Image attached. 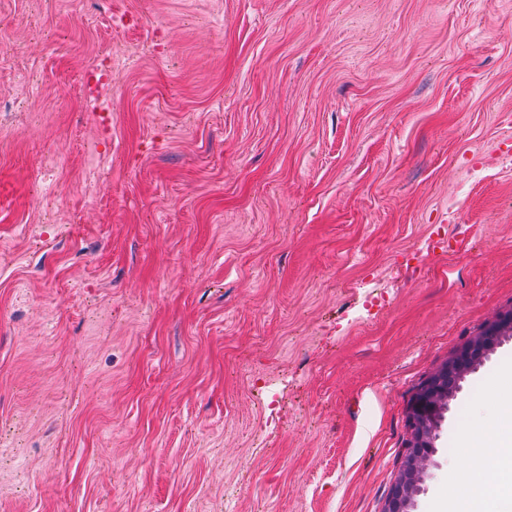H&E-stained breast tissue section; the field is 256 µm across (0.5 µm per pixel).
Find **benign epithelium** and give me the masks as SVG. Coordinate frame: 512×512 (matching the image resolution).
<instances>
[{"instance_id":"7a95c632","label":"benign epithelium","mask_w":512,"mask_h":512,"mask_svg":"<svg viewBox=\"0 0 512 512\" xmlns=\"http://www.w3.org/2000/svg\"><path fill=\"white\" fill-rule=\"evenodd\" d=\"M512 332V313L500 315L477 337L470 340L442 369L431 375L414 397L409 425L411 431L425 429L435 421L443 420L445 408L438 402L440 391L448 375L464 376L472 370L495 347L500 337ZM426 435H420L409 444L404 456L401 475L392 488L384 512H408L411 498L416 496L413 488L418 484V475L426 471L431 460V449L424 447Z\"/></svg>"}]
</instances>
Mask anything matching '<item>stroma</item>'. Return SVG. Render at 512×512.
I'll list each match as a JSON object with an SVG mask.
<instances>
[{
	"label": "stroma",
	"mask_w": 512,
	"mask_h": 512,
	"mask_svg": "<svg viewBox=\"0 0 512 512\" xmlns=\"http://www.w3.org/2000/svg\"><path fill=\"white\" fill-rule=\"evenodd\" d=\"M0 113V512H383L512 310V0H0ZM511 330L512 313L499 315L479 336L470 340L448 361V364L431 375L420 387L411 406L409 425L413 434L411 438L418 427L421 429V435L419 440L413 439L409 444L402 462L401 475L392 488L384 512H406L414 506L413 500L409 507L411 497L417 495L413 488L419 483L418 475L422 471L425 473L432 457L431 449L423 448L427 446L424 443L428 442L424 429L437 420L441 422L444 418L446 409L441 407L437 400L448 374L464 376L493 350L502 335L510 334Z\"/></svg>",
	"instance_id": "35a3bbf8"
}]
</instances>
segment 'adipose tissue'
<instances>
[{"label":"adipose tissue","instance_id":"ef3b65f1","mask_svg":"<svg viewBox=\"0 0 512 512\" xmlns=\"http://www.w3.org/2000/svg\"><path fill=\"white\" fill-rule=\"evenodd\" d=\"M493 411L490 428L470 431L462 439L468 467L451 480L443 512H478L484 495L498 483L499 450L512 441V393L496 398Z\"/></svg>","mask_w":512,"mask_h":512}]
</instances>
